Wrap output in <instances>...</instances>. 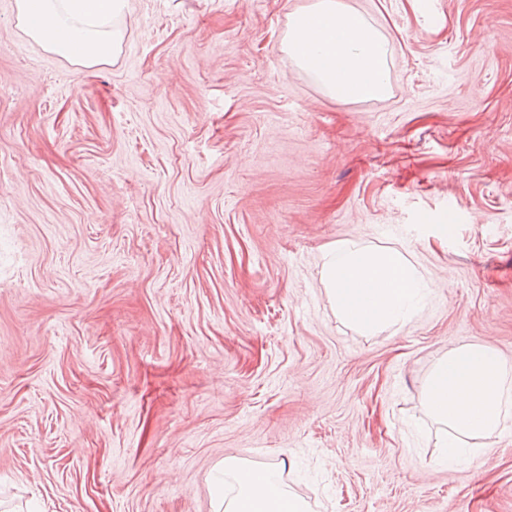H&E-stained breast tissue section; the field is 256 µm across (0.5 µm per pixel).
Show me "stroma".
<instances>
[{
    "label": "stroma",
    "instance_id": "stroma-1",
    "mask_svg": "<svg viewBox=\"0 0 512 512\" xmlns=\"http://www.w3.org/2000/svg\"><path fill=\"white\" fill-rule=\"evenodd\" d=\"M311 0H123L91 72L0 0V512H215L225 459L307 512H512V417L439 465L448 350L512 365V0H343L385 97L286 52ZM342 241L430 292L375 332ZM323 277L340 314L368 331L406 324L429 289L399 251L362 248L352 242L336 245Z\"/></svg>",
    "mask_w": 512,
    "mask_h": 512
}]
</instances>
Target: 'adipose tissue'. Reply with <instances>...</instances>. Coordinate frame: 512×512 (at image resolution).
I'll return each mask as SVG.
<instances>
[{
	"instance_id": "adipose-tissue-1",
	"label": "adipose tissue",
	"mask_w": 512,
	"mask_h": 512,
	"mask_svg": "<svg viewBox=\"0 0 512 512\" xmlns=\"http://www.w3.org/2000/svg\"><path fill=\"white\" fill-rule=\"evenodd\" d=\"M27 34L49 51L91 69L108 62L118 39L107 28L122 0H16ZM286 48L300 67L329 91L345 87L357 98L382 96L388 89L387 48L356 12L339 0H316L296 16ZM323 277L340 314L373 331L406 324L426 296L425 281L399 251L337 245ZM427 414L448 428L442 461L453 464L476 440L490 437L512 416V373L500 354L484 345L450 350L428 382ZM229 490L215 495L219 512H306L288 492L279 468L253 471L235 461L224 463Z\"/></svg>"
}]
</instances>
